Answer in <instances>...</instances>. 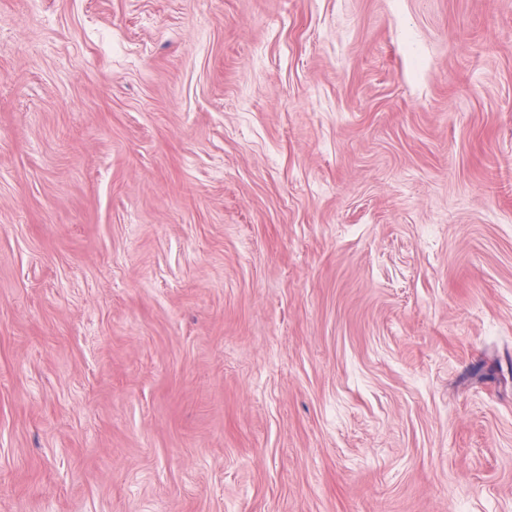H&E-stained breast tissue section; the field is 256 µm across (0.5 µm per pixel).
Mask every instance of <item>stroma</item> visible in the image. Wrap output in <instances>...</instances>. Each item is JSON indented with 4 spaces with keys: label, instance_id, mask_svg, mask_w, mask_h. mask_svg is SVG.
Here are the masks:
<instances>
[{
    "label": "stroma",
    "instance_id": "stroma-1",
    "mask_svg": "<svg viewBox=\"0 0 512 512\" xmlns=\"http://www.w3.org/2000/svg\"><path fill=\"white\" fill-rule=\"evenodd\" d=\"M0 512H512V0H0Z\"/></svg>",
    "mask_w": 512,
    "mask_h": 512
}]
</instances>
